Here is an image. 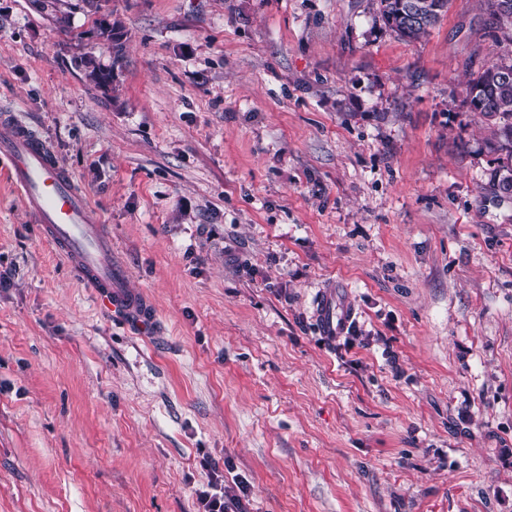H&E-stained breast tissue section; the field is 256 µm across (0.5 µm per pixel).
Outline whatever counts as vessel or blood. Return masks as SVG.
Masks as SVG:
<instances>
[{"label": "vessel or blood", "mask_w": 512, "mask_h": 512, "mask_svg": "<svg viewBox=\"0 0 512 512\" xmlns=\"http://www.w3.org/2000/svg\"><path fill=\"white\" fill-rule=\"evenodd\" d=\"M0 161L6 162L24 203L53 251L64 258L97 304L136 324L153 323L156 308L146 296L128 288L125 266L112 255V237L74 175L60 164L49 143L16 119L11 109L0 110ZM349 318L347 306L336 301L335 289L317 301V327L333 336Z\"/></svg>", "instance_id": "1"}]
</instances>
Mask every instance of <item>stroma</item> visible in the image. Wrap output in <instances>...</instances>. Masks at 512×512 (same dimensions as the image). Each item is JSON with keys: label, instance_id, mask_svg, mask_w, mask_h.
I'll return each mask as SVG.
<instances>
[{"label": "stroma", "instance_id": "1", "mask_svg": "<svg viewBox=\"0 0 512 512\" xmlns=\"http://www.w3.org/2000/svg\"><path fill=\"white\" fill-rule=\"evenodd\" d=\"M506 52L479 0L414 42L376 0H0V104L158 318L97 306L0 166V512H196L216 475L250 512H512V193L463 105ZM325 290L317 301V327L328 336L340 333L349 318L347 305L336 302V286L331 285Z\"/></svg>", "mask_w": 512, "mask_h": 512}]
</instances>
